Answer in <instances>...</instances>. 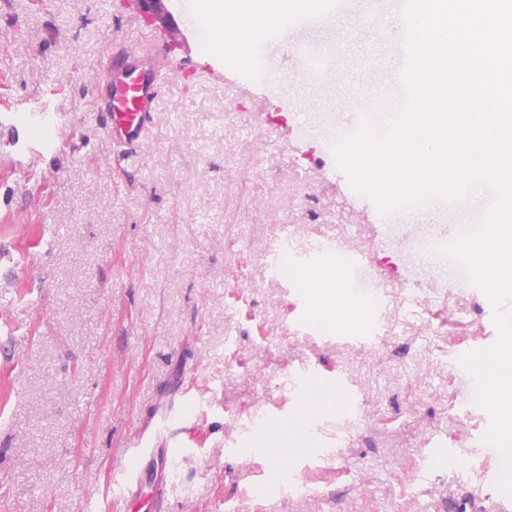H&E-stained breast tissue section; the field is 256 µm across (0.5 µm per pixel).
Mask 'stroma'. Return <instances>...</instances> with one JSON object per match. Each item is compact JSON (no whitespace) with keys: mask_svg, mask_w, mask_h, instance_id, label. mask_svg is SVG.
<instances>
[{"mask_svg":"<svg viewBox=\"0 0 512 512\" xmlns=\"http://www.w3.org/2000/svg\"><path fill=\"white\" fill-rule=\"evenodd\" d=\"M382 13L356 0L333 14L348 58L319 81L293 51L271 76L264 60L210 58L197 32L176 44L153 24L171 61L211 76L167 86L145 140L118 155L92 82L106 40L139 39L138 0H0V512H113L114 460L181 393L171 512H492L505 491L481 475L498 461L482 411L460 402L491 377L456 350L496 363L512 310L473 284L457 297L446 268L409 265L334 147L296 133L313 112L356 130L346 102L368 76L350 60L389 41ZM270 76L290 84L273 100ZM23 109L63 113L67 145L46 151ZM491 201L483 189L444 203L424 228L473 224ZM319 239L366 253L378 311L346 275L307 294L277 273V249ZM409 275L423 280L413 297ZM445 293L447 326L416 315ZM301 421L290 485L266 496L263 430ZM451 445L465 448L467 484L441 453Z\"/></svg>","mask_w":512,"mask_h":512,"instance_id":"35a3bbf8","label":"stroma"}]
</instances>
